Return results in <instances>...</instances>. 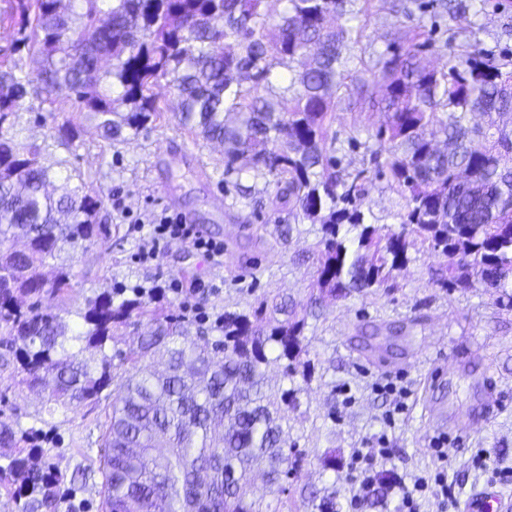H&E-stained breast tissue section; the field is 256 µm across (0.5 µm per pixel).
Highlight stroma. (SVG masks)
<instances>
[{"mask_svg": "<svg viewBox=\"0 0 512 512\" xmlns=\"http://www.w3.org/2000/svg\"><path fill=\"white\" fill-rule=\"evenodd\" d=\"M392 0H356L352 26L357 37L343 50L350 69L371 67L390 48H407L422 25L420 12L396 13ZM512 0H486L484 10L464 19L438 21L437 39L462 31L498 57L512 56ZM156 93L170 112L166 121L123 141L103 139L96 120L79 110L66 93L55 97L53 111L23 106L16 131L20 139L44 145L49 160L69 161L100 198L99 217L112 232L110 246L77 250L71 266L70 312L82 308L99 288L144 287L172 313L204 318L213 325L224 311H246L266 294L296 302L308 299L316 277L312 248L318 225L275 210L263 179L241 175L259 193L243 197L226 192L221 147L196 138L175 118L177 102L166 82ZM385 121L354 90L336 102L332 125L339 140L376 130ZM70 123L66 144L55 142L58 126ZM403 199L387 178L365 184L364 207L376 224L397 225ZM179 215L223 243L224 258L210 262L191 244L170 243L161 258L142 262L149 231L163 213ZM290 225L289 237L278 229ZM394 289L346 300H325L308 318L304 334L314 368L307 391L288 417V431L307 462L288 485V512H309L310 490L336 493L341 512H399V488H391L375 506L352 505L356 491L344 471L322 468L319 459L336 451L347 460L364 442L385 440L391 460H377V474L392 473L405 482L435 474L430 442L446 440L451 476L462 495L496 487L512 503V477L476 468L472 458L491 449L501 466L512 468V307L502 306L484 289L444 292L434 288L429 268L434 259L410 249ZM206 291L185 298L181 289L195 282ZM496 384L497 403L487 407L484 385ZM47 391L19 385L13 369L0 370V419L30 423L44 419L54 432L52 461L71 478L86 458H98L107 406L48 410Z\"/></svg>", "mask_w": 512, "mask_h": 512, "instance_id": "35a3bbf8", "label": "stroma"}]
</instances>
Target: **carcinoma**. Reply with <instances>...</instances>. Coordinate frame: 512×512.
Masks as SVG:
<instances>
[{
  "label": "carcinoma",
  "mask_w": 512,
  "mask_h": 512,
  "mask_svg": "<svg viewBox=\"0 0 512 512\" xmlns=\"http://www.w3.org/2000/svg\"><path fill=\"white\" fill-rule=\"evenodd\" d=\"M0 25L13 29L0 49V366L18 364L21 382L49 390L65 409L118 396L105 425L101 512H282L288 477L303 457L288 436V410L309 386L304 329L294 318L263 320L224 312L221 335L193 319L151 306L138 289L115 300L99 289L77 315L65 317L70 261L90 244H106L101 201L65 162L48 161L36 143L18 140L22 102L65 89L108 140L128 139L161 120L154 94L164 79L178 101L179 123L224 148V182L246 195L248 169L268 179L275 202L320 225L315 288L346 299L380 288L419 244L446 259L433 283L445 291L479 284L512 305V59L495 58L456 34L435 38L436 8L464 17L477 0H403L430 14L404 51L375 60L369 78L350 76L342 49L353 38L352 0H283L276 23L266 0H5ZM36 52L42 69L20 65ZM446 57L442 69L420 54ZM112 69H101L103 61ZM288 66L284 93L269 76ZM253 86L243 88V75ZM373 97L387 121L362 141L329 135L331 92L343 80ZM122 93L112 96L113 85ZM478 113L486 124L473 125ZM370 152L405 199L399 225L374 224L362 209L369 170L341 167L336 152ZM24 240V248L10 242ZM56 269L46 278L47 265ZM150 322L136 344L109 355L115 332ZM282 366L291 387L269 385L266 369ZM40 430L0 421V491L18 512H62L63 476ZM264 472L276 504L253 498L250 474ZM312 512H336L329 491L311 494Z\"/></svg>",
  "instance_id": "carcinoma-1"
}]
</instances>
